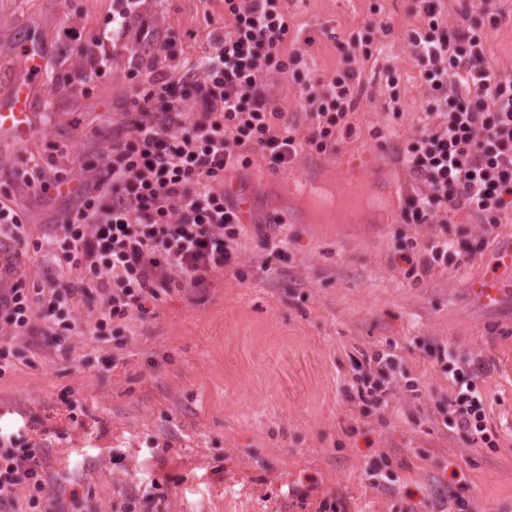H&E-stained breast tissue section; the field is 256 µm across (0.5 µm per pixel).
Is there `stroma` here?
<instances>
[{
  "mask_svg": "<svg viewBox=\"0 0 512 512\" xmlns=\"http://www.w3.org/2000/svg\"><path fill=\"white\" fill-rule=\"evenodd\" d=\"M497 4L503 21L488 37L487 58L512 73V0ZM116 7L117 0H0V71L11 70L21 40L48 50L37 105L43 131L24 157L0 155V194L25 214L31 238L53 232L65 207L13 184L14 171L65 146L59 167L91 178L85 162L108 151L113 121L144 86V76L126 75L130 57L148 53L133 34L115 49L111 79L84 80L77 44L100 37ZM137 11L145 26L174 32L177 69L224 38V0H139ZM284 11L289 43L326 80L342 68L337 37L370 29L378 52L363 71L354 134L333 152L302 148L276 170L253 152L249 165L225 173L226 190L252 202L240 248L244 278L229 273L161 294L119 332L84 333L67 353L43 347L34 333L0 334L33 358L0 375V428L36 425L46 495L70 512H122L130 494L146 512H317L325 500L342 512H436L452 489L475 512H512V265L500 258L512 244V219L489 234L476 214L455 213L448 236L473 259L419 281L398 251L439 232L399 218L417 188L399 152L431 97L407 44L424 25L418 2L285 0ZM390 68L399 77L397 118ZM262 93L281 112L280 126L300 140L309 135L296 84L272 73ZM342 156L359 160L363 190L388 185L381 211L356 224L338 223L332 212L287 223L297 173L323 169L325 185L338 188ZM266 233L287 237L281 256L264 249ZM482 278L506 287L496 306L473 295ZM450 351L491 365L479 386L496 448L442 423L452 382L440 359ZM378 352L394 354L398 372L385 404L367 407L352 386L363 357Z\"/></svg>",
  "mask_w": 512,
  "mask_h": 512,
  "instance_id": "stroma-1",
  "label": "stroma"
}]
</instances>
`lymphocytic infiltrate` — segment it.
Masks as SVG:
<instances>
[{
  "label": "lymphocytic infiltrate",
  "mask_w": 512,
  "mask_h": 512,
  "mask_svg": "<svg viewBox=\"0 0 512 512\" xmlns=\"http://www.w3.org/2000/svg\"><path fill=\"white\" fill-rule=\"evenodd\" d=\"M139 0H125L112 16V40L130 31L151 49L147 88L133 111L112 125V146L93 179L79 182L74 207L52 236L33 241L34 252L51 255L58 274L19 276L0 292V327L15 335L40 320L46 346L69 350L84 332L73 312L94 305L93 329L143 314L172 287H198L237 271L246 233L241 210L223 189L224 173L245 165L249 151L268 153L273 167L292 163L300 146L335 150L338 133L353 134L352 115L364 89L362 70L373 57L372 41L359 34L337 40L343 67L325 82L311 76L301 49L286 50L288 17L282 0H224L230 30L201 68L172 77V38L134 28ZM426 26L412 31L408 45L433 97L419 132L401 160L419 187L400 211L405 224L447 226L449 215L466 209L496 229L512 212V73L494 69L486 56V28L501 13L480 0L486 25L449 29L442 0H418ZM296 83L311 122L305 142L278 130L281 114L260 88L269 72ZM193 111H184V101ZM464 247L437 237L407 246L401 259L408 276L436 267H460ZM442 369L453 383L443 416L445 427L466 433L475 444H491V430L478 381L490 366L481 360L459 366L449 357ZM43 450L21 433H0V512H15L16 493L28 489L30 512H55L45 497Z\"/></svg>",
  "instance_id": "lymphocytic-infiltrate-1"
}]
</instances>
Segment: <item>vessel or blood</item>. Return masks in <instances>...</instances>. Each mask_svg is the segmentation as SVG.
Returning <instances> with one entry per match:
<instances>
[{
	"instance_id": "b4317fda",
	"label": "vessel or blood",
	"mask_w": 512,
	"mask_h": 512,
	"mask_svg": "<svg viewBox=\"0 0 512 512\" xmlns=\"http://www.w3.org/2000/svg\"><path fill=\"white\" fill-rule=\"evenodd\" d=\"M15 55L21 72L0 80V152L20 153L39 133V114L35 109L38 87L47 54L44 49L18 43ZM18 253L14 243L0 237V289L12 287Z\"/></svg>"
}]
</instances>
